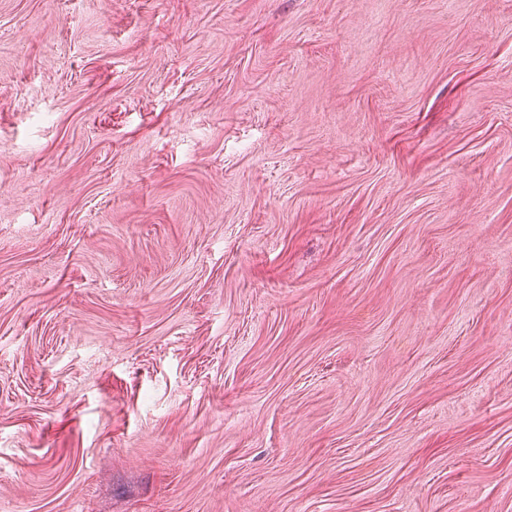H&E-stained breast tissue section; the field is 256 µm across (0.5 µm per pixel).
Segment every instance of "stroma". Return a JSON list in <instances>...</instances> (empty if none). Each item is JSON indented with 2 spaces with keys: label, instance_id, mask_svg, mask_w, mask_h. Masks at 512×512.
Wrapping results in <instances>:
<instances>
[{
  "label": "stroma",
  "instance_id": "stroma-1",
  "mask_svg": "<svg viewBox=\"0 0 512 512\" xmlns=\"http://www.w3.org/2000/svg\"><path fill=\"white\" fill-rule=\"evenodd\" d=\"M0 512H512V0H0Z\"/></svg>",
  "mask_w": 512,
  "mask_h": 512
}]
</instances>
